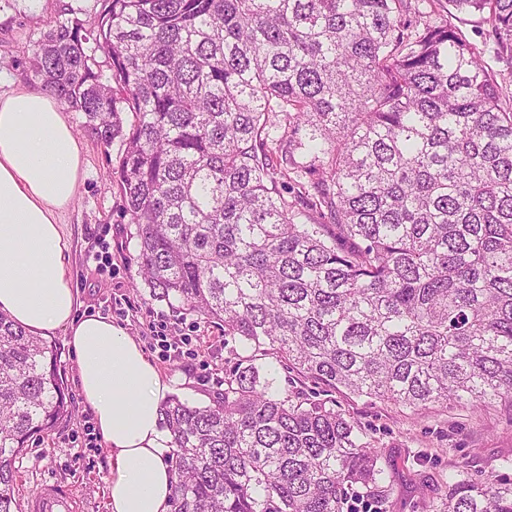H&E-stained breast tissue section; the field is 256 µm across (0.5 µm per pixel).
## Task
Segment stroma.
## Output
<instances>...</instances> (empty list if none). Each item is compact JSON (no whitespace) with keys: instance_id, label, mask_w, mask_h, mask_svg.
Instances as JSON below:
<instances>
[{"instance_id":"obj_1","label":"stroma","mask_w":512,"mask_h":512,"mask_svg":"<svg viewBox=\"0 0 512 512\" xmlns=\"http://www.w3.org/2000/svg\"><path fill=\"white\" fill-rule=\"evenodd\" d=\"M74 8L83 23H92L101 0H0V90L29 82L27 49L48 29L60 10ZM68 118L82 146L84 175L65 217L70 239L69 275L78 296V314L111 318L141 345L158 370L173 379L174 393L206 405L221 390L224 370L234 363L259 368L277 394L294 388L314 390L313 382L288 374L261 351L225 342L222 328L194 314L172 312L154 300L137 274L135 227L123 214V197L112 168L120 143L103 147L82 128L80 113ZM107 251L109 263L96 266L93 254ZM163 322L166 346L148 330L150 320ZM71 399V413L48 437L27 448L16 465L14 512H32L43 484L74 486L84 498V512H108V451L82 405L76 379V355L63 330L51 335ZM336 410L355 419L382 457L393 484L385 512H432L446 493L450 473L512 477V405L474 407L469 402L437 405L423 413L344 391L328 394Z\"/></svg>"}]
</instances>
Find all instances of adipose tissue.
Here are the masks:
<instances>
[{
  "mask_svg": "<svg viewBox=\"0 0 512 512\" xmlns=\"http://www.w3.org/2000/svg\"><path fill=\"white\" fill-rule=\"evenodd\" d=\"M82 177L65 107L36 87L0 92V312L40 336L67 331L83 405L107 445L109 512H170L173 445L160 409L172 382L123 328L76 314L61 218Z\"/></svg>",
  "mask_w": 512,
  "mask_h": 512,
  "instance_id": "obj_1",
  "label": "adipose tissue"
}]
</instances>
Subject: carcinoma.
Instances as JSON below:
<instances>
[{"label":"carcinoma","mask_w":512,"mask_h":512,"mask_svg":"<svg viewBox=\"0 0 512 512\" xmlns=\"http://www.w3.org/2000/svg\"><path fill=\"white\" fill-rule=\"evenodd\" d=\"M463 12L512 60V0H102L90 26L40 36L30 80L124 146L154 299L357 397L512 403V106L449 21ZM222 385L161 407L175 512L391 497L326 401L275 394L251 364ZM70 413L57 346L0 313V512L16 460ZM434 512H512V477L451 474Z\"/></svg>","instance_id":"1"}]
</instances>
